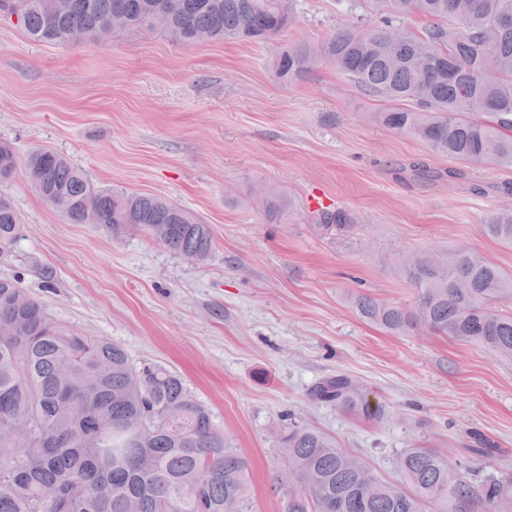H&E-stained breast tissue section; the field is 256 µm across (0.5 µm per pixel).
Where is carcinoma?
Masks as SVG:
<instances>
[{
	"label": "carcinoma",
	"mask_w": 512,
	"mask_h": 512,
	"mask_svg": "<svg viewBox=\"0 0 512 512\" xmlns=\"http://www.w3.org/2000/svg\"><path fill=\"white\" fill-rule=\"evenodd\" d=\"M370 29L342 28L318 44L291 43L275 60L278 78L302 79L323 62L389 103L380 122L440 155L512 167V0H368ZM127 31L167 16L170 37L196 44L269 40L288 27L294 0H0L31 38L76 43L112 32L114 6ZM419 15L416 33L398 24ZM34 192L71 224H98L114 236L131 229L166 240L172 253L203 261L209 225L180 205L144 193L98 189L68 158L46 149L19 160L0 142V181L18 167ZM285 203L265 196L276 223ZM315 227L329 234L347 216L320 209ZM20 231L11 198L0 194V255ZM481 231L512 244V208L491 212ZM398 270L415 292L411 307L359 295L360 316L390 333L423 327L476 343L512 359V316L489 308L512 300V278L470 248L407 254ZM0 512H252L251 463L161 365L138 368L118 344L78 333L46 306L0 278ZM317 404H338L371 416L354 381L336 375L310 392ZM288 487L285 512H512V474L475 486L459 466L432 448H411L390 481L300 422L277 431Z\"/></svg>",
	"instance_id": "1"
}]
</instances>
